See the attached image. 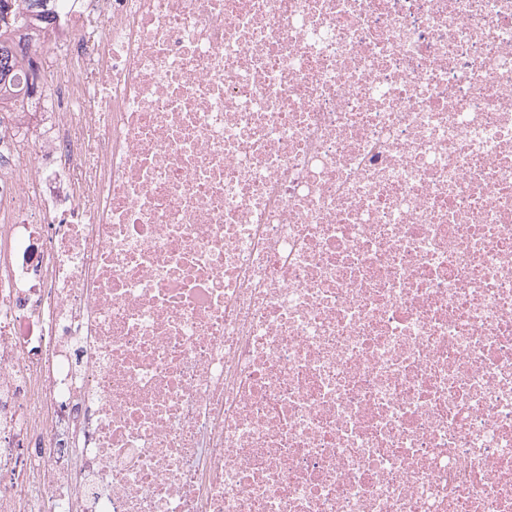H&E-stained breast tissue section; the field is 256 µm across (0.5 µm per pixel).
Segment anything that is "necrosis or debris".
<instances>
[{"mask_svg": "<svg viewBox=\"0 0 512 512\" xmlns=\"http://www.w3.org/2000/svg\"><path fill=\"white\" fill-rule=\"evenodd\" d=\"M95 6L0 121V512H512V0ZM62 50V47H59L52 56L46 57L40 62L42 67V83L48 96H51L60 73Z\"/></svg>", "mask_w": 512, "mask_h": 512, "instance_id": "1", "label": "necrosis or debris"}]
</instances>
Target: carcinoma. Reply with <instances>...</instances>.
<instances>
[{"instance_id": "obj_1", "label": "carcinoma", "mask_w": 512, "mask_h": 512, "mask_svg": "<svg viewBox=\"0 0 512 512\" xmlns=\"http://www.w3.org/2000/svg\"><path fill=\"white\" fill-rule=\"evenodd\" d=\"M67 5L68 0H0V113L11 111L16 72L31 61L19 47L56 29Z\"/></svg>"}]
</instances>
